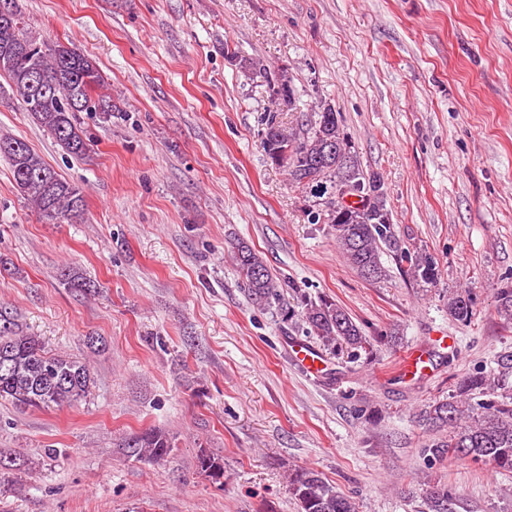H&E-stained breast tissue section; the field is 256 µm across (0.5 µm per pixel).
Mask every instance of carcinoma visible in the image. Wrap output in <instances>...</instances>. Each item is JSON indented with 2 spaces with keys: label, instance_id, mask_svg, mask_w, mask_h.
Segmentation results:
<instances>
[{
  "label": "carcinoma",
  "instance_id": "cac0c4a2",
  "mask_svg": "<svg viewBox=\"0 0 512 512\" xmlns=\"http://www.w3.org/2000/svg\"><path fill=\"white\" fill-rule=\"evenodd\" d=\"M0 6L12 13L9 23L0 22V76L8 77L13 96L68 153L85 155L87 143L72 105L84 104L87 112L96 108L98 100L92 92L103 84L96 62L72 42L66 48L59 42L37 43L24 31L16 2L3 0ZM34 69L42 70L51 83L37 98L31 85ZM269 84L274 100L265 111L262 146L266 155L274 161L277 154L288 150L283 167L289 181L298 187L309 186L325 198V208L316 212L314 219L331 226L342 257L367 280L386 277L383 250L396 248V239L381 175L362 167L332 106H318L306 132H297L280 120L283 108L293 104L295 92L290 81L279 75L269 79ZM0 157L8 162L16 189L48 223H69L83 214L81 188L62 178L25 141L0 136ZM344 187L361 188V200L346 204L339 198ZM230 256L256 305L279 311L287 322L302 321L310 334L338 357L372 352L363 327L335 300L302 294L293 307L286 300L281 280L259 252L237 240L230 243ZM395 258L409 263L415 279L427 284L436 280L431 257L400 250ZM62 276L68 287L91 291V281L82 273L68 269ZM495 309L504 323L512 324V284L497 290ZM448 315L459 323L471 321V290L448 292ZM511 378L512 350L506 348L495 355L490 371H477L456 381L448 398L421 408L418 416L424 425L446 433L421 449L427 462L451 455L475 464L488 462L495 472L512 474ZM92 384L87 363L49 353L39 337L24 331L12 313L0 309V399L21 409L72 407L90 394ZM118 448L128 460L158 464L169 461L175 445L167 431L153 427L124 438ZM197 468L212 484L224 485L223 458L202 448ZM287 487L298 512H356L353 499L312 467L288 470ZM409 494L420 496L428 512L467 508L446 484L419 482L409 487Z\"/></svg>",
  "mask_w": 512,
  "mask_h": 512
}]
</instances>
